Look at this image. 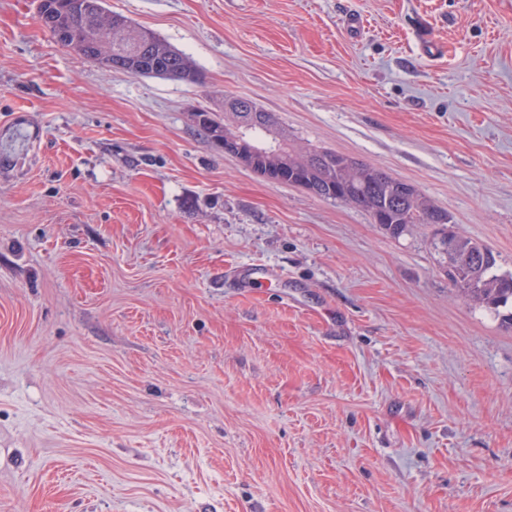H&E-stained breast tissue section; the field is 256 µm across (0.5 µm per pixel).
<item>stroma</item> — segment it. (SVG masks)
Returning <instances> with one entry per match:
<instances>
[{
    "label": "stroma",
    "instance_id": "35a3bbf8",
    "mask_svg": "<svg viewBox=\"0 0 512 512\" xmlns=\"http://www.w3.org/2000/svg\"><path fill=\"white\" fill-rule=\"evenodd\" d=\"M107 7L205 82L103 69L0 0V512H512V328L431 226L392 237L194 119L251 100L512 272V0Z\"/></svg>",
    "mask_w": 512,
    "mask_h": 512
}]
</instances>
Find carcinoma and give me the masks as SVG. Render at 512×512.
<instances>
[{"mask_svg":"<svg viewBox=\"0 0 512 512\" xmlns=\"http://www.w3.org/2000/svg\"><path fill=\"white\" fill-rule=\"evenodd\" d=\"M48 29L63 47L89 49L87 59L108 70L134 76H155L200 84L204 76L183 52L151 30L119 16L115 31L105 0H46ZM199 127L211 140L220 138L221 124L207 110L198 113ZM224 153H247V166L261 176L298 186L322 200L344 202L365 212L374 224L394 237L419 224L435 226L434 245L453 285L473 304L493 312L512 305V273H501L492 251L470 238L448 232V213L413 185L392 177L381 168L329 150H318V159L306 168L294 162L278 166L275 159L287 143L259 146L244 138L226 142Z\"/></svg>","mask_w":512,"mask_h":512,"instance_id":"obj_1","label":"carcinoma"}]
</instances>
